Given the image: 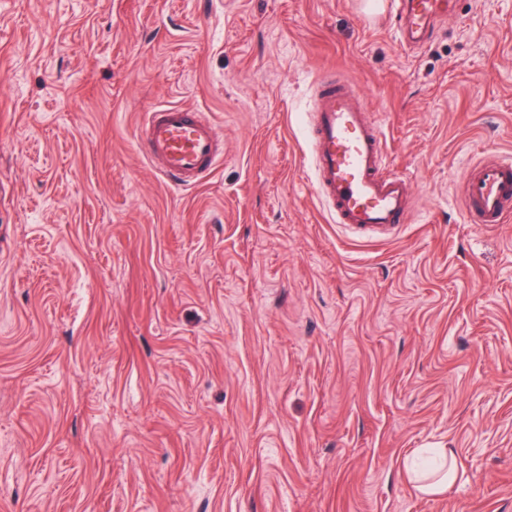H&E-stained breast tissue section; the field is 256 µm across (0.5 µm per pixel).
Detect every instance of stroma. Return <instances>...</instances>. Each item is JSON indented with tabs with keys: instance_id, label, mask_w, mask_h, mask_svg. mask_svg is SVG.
<instances>
[{
	"instance_id": "1",
	"label": "stroma",
	"mask_w": 512,
	"mask_h": 512,
	"mask_svg": "<svg viewBox=\"0 0 512 512\" xmlns=\"http://www.w3.org/2000/svg\"><path fill=\"white\" fill-rule=\"evenodd\" d=\"M388 0H0V512H512V0L407 47ZM342 75L411 209L336 223L306 139ZM211 115L168 188L140 115ZM445 448L458 478L405 463ZM141 152L174 188H188L223 161V138L213 121L195 108L160 105L138 123ZM470 224H505L512 216V157L472 165L464 178ZM445 448H422L410 465V478L415 488L426 495L442 493L456 480V472L448 463Z\"/></svg>"
}]
</instances>
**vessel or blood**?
<instances>
[{"mask_svg":"<svg viewBox=\"0 0 512 512\" xmlns=\"http://www.w3.org/2000/svg\"><path fill=\"white\" fill-rule=\"evenodd\" d=\"M400 29L413 45L427 42L451 10L449 0H391ZM309 139L318 195L337 223L361 229L395 227L409 214V184L387 169L384 143L375 122L347 82L329 72L316 82ZM141 152L174 188L193 186L224 157L213 121L197 109L160 105L138 123ZM469 223L512 220V157L472 165L464 178Z\"/></svg>","mask_w":512,"mask_h":512,"instance_id":"1","label":"vessel or blood"}]
</instances>
